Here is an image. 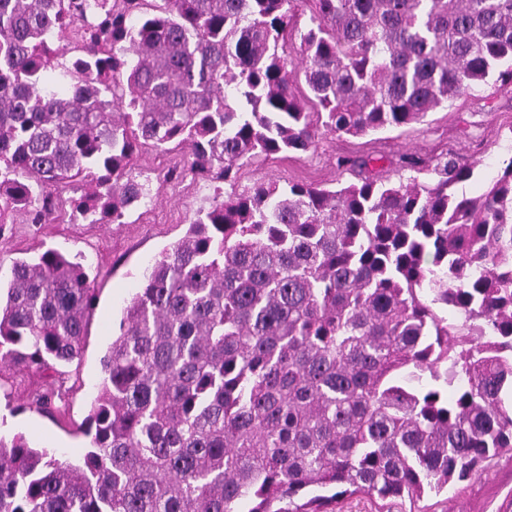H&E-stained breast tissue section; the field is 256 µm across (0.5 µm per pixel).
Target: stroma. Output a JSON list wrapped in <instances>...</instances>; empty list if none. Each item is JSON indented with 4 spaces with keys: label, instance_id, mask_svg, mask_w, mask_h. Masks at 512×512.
I'll return each instance as SVG.
<instances>
[{
    "label": "stroma",
    "instance_id": "1",
    "mask_svg": "<svg viewBox=\"0 0 512 512\" xmlns=\"http://www.w3.org/2000/svg\"><path fill=\"white\" fill-rule=\"evenodd\" d=\"M475 164L464 189L482 194L504 160L512 158V86H484L432 112L426 122L364 136L319 135L306 153L263 154L239 169V185L249 188L269 180L280 184L315 183L338 187L358 182L356 161L375 159L382 180L418 177L404 167L402 155L413 154L428 165L442 154ZM154 199L134 210L121 224H13L0 239V271L16 260L31 259L49 248L78 257L96 296L79 362L63 373L42 379L13 364L0 366V418L5 431L24 433L36 447L56 448L78 461L89 446L80 425L102 380V360L119 332L121 311L142 286V271L160 252L181 238L198 210L214 196L212 185L191 177L175 178L152 188ZM51 394L52 412L37 400ZM336 512H512V452L495 459L478 477L440 494L382 501L363 494L341 497Z\"/></svg>",
    "mask_w": 512,
    "mask_h": 512
}]
</instances>
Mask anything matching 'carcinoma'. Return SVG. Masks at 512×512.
Wrapping results in <instances>:
<instances>
[{
	"mask_svg": "<svg viewBox=\"0 0 512 512\" xmlns=\"http://www.w3.org/2000/svg\"><path fill=\"white\" fill-rule=\"evenodd\" d=\"M141 2L0 0V237L123 223L151 194L142 142L215 184L122 310L80 461L0 435V512H328L511 451L512 158L480 196L451 155L425 182L334 190L237 171L512 85V0H313L303 29L293 0H161L134 22ZM93 304L81 262L15 261L0 362L80 358Z\"/></svg>",
	"mask_w": 512,
	"mask_h": 512,
	"instance_id": "1",
	"label": "carcinoma"
}]
</instances>
